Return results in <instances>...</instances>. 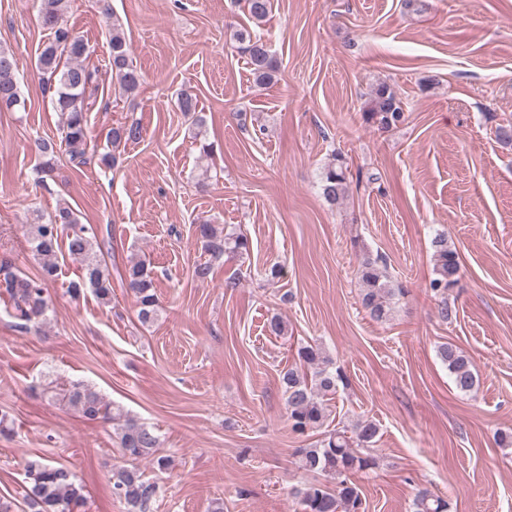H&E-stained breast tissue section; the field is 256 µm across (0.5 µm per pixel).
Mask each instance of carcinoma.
<instances>
[{
    "instance_id": "carcinoma-1",
    "label": "carcinoma",
    "mask_w": 512,
    "mask_h": 512,
    "mask_svg": "<svg viewBox=\"0 0 512 512\" xmlns=\"http://www.w3.org/2000/svg\"><path fill=\"white\" fill-rule=\"evenodd\" d=\"M246 6L252 22L258 26L268 16L272 4L271 0H246ZM63 7L64 0H39L42 24L53 31V39L37 55L35 67L43 92L51 95L64 118L62 142L69 149L71 158L81 159L89 138L86 92L92 84L94 72L85 65L87 43L61 25ZM233 37L239 49L248 55L255 81L260 85L272 83L277 68L262 37L248 27L236 29ZM109 49L112 79L126 95L135 93L142 75L133 65L123 32L115 25L112 26ZM16 69L14 55L0 49V98L20 99ZM178 106L180 111L193 115L197 128L203 127L204 116L197 112L192 95L181 94ZM363 115L366 122L387 131L404 120L401 101L394 88L386 83L373 89ZM141 135L138 123H123L109 130L107 140L117 148L138 141ZM37 148L45 158L40 171L47 175L52 171L56 143L40 140ZM321 190L331 205L343 199L346 190V168L343 164L333 163L324 168ZM195 234L202 250L209 256L207 261L194 268V276L199 280L209 277L212 262L226 256L239 258L250 252L246 235L226 232L218 224H198ZM26 235L32 251L40 260V273L35 277L22 276L11 270L8 261L0 262V296L8 299L18 328L28 330L47 320V284L58 276L59 240L62 238L68 255L80 260L85 270L81 278L69 283L67 291L70 296L76 299L90 288L102 303L111 302L112 281L107 266L97 253L95 228L80 223L69 206L58 207L46 221L26 225ZM380 262L379 257L363 254L357 275L362 307L373 319L384 321L389 316L392 299L405 294V288L388 279ZM432 262L434 277L429 288L437 301V316L446 321L451 316L448 291L457 284L460 264L456 249L448 245V238L443 234L434 238ZM125 278L136 299L139 320L144 324L153 322L158 315V305L152 268L144 261H137L126 269ZM437 355L447 367L457 391L469 394L478 390L479 377L463 350L444 343L438 347ZM297 356L299 364L281 371L279 381L291 431L307 435L322 429L327 420L324 397L336 394L339 387L348 385V380L342 370L332 367L331 359L316 345L299 347ZM58 395L87 420L108 419L113 422L122 456L133 465H119L112 469V493L124 501L126 512H151L158 485L134 462L147 459L152 468L160 472L172 466L170 457L156 455L160 440L153 429L132 416L112 412L110 403L88 385L73 384L60 390ZM378 431L375 422L361 420L355 425L353 439L336 430L308 448L296 449L300 469L326 478L324 483L311 482L294 488L293 494L302 512H361V490L350 480V475L366 474L376 467L375 458L369 453L359 452V449L375 443ZM24 482V503L28 512H79L86 504L85 486L67 467L51 460L41 458L28 462ZM413 506L415 512H450L448 500L427 489L418 492Z\"/></svg>"
}]
</instances>
